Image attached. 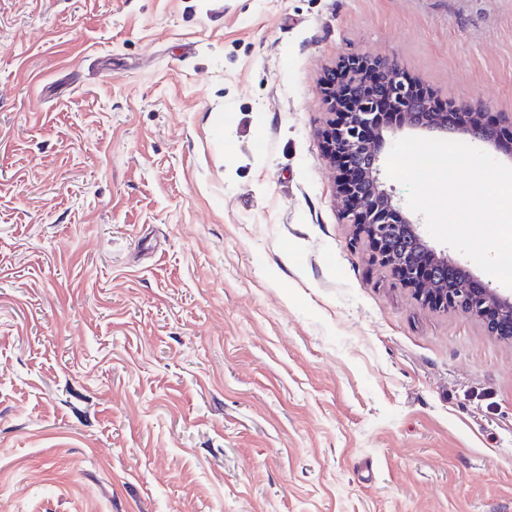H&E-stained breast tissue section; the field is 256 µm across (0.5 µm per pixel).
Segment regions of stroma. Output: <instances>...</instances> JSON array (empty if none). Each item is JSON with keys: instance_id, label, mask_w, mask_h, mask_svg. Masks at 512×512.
<instances>
[{"instance_id": "35a3bbf8", "label": "stroma", "mask_w": 512, "mask_h": 512, "mask_svg": "<svg viewBox=\"0 0 512 512\" xmlns=\"http://www.w3.org/2000/svg\"><path fill=\"white\" fill-rule=\"evenodd\" d=\"M348 54L512 115V0H0V512H512V339L338 218Z\"/></svg>"}]
</instances>
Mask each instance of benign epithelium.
Listing matches in <instances>:
<instances>
[{"instance_id": "7a95c632", "label": "benign epithelium", "mask_w": 512, "mask_h": 512, "mask_svg": "<svg viewBox=\"0 0 512 512\" xmlns=\"http://www.w3.org/2000/svg\"><path fill=\"white\" fill-rule=\"evenodd\" d=\"M327 110L341 114L319 130L325 157L339 171L340 219L353 225L373 259L432 306L479 318L492 334L512 333V294L477 280L430 247L417 225L382 188L380 143L387 113L419 130H453L491 145L511 138L501 120L471 106H442L388 61L347 56L324 82Z\"/></svg>"}]
</instances>
